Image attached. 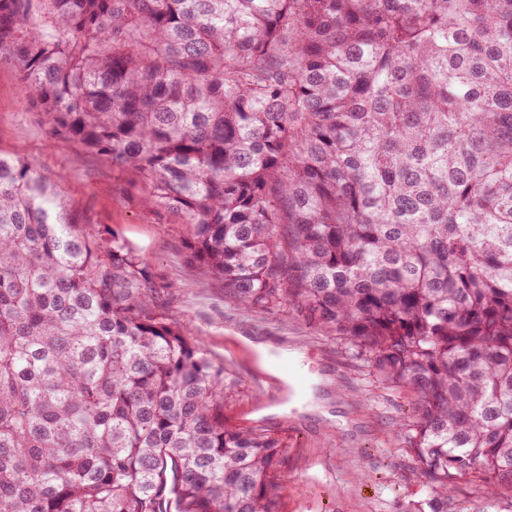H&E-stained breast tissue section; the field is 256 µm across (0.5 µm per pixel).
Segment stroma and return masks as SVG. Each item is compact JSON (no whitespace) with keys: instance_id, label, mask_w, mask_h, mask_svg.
Here are the masks:
<instances>
[{"instance_id":"stroma-1","label":"stroma","mask_w":512,"mask_h":512,"mask_svg":"<svg viewBox=\"0 0 512 512\" xmlns=\"http://www.w3.org/2000/svg\"><path fill=\"white\" fill-rule=\"evenodd\" d=\"M0 154L23 159L54 186V199L93 238L116 236L144 259L167 289L159 306L224 368V424L268 434L285 461L274 477L278 512H430L432 490L416 476L395 429L410 413L406 395L374 382L334 328L297 313L249 309L187 259V233L161 221L143 187L105 157L51 136L19 85L0 64ZM299 352L307 379L297 393L256 344ZM448 512H512L478 480L457 483Z\"/></svg>"}]
</instances>
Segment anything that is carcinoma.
Returning a JSON list of instances; mask_svg holds the SVG:
<instances>
[{"label":"carcinoma","instance_id":"cac0c4a2","mask_svg":"<svg viewBox=\"0 0 512 512\" xmlns=\"http://www.w3.org/2000/svg\"><path fill=\"white\" fill-rule=\"evenodd\" d=\"M0 63L231 298L407 394L437 498L512 499V0H0ZM52 195L0 156V512H277L278 442Z\"/></svg>","mask_w":512,"mask_h":512}]
</instances>
